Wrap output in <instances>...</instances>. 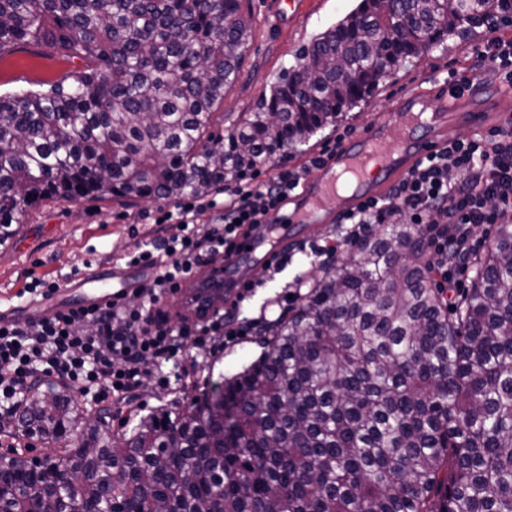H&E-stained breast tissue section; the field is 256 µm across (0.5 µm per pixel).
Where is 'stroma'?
Wrapping results in <instances>:
<instances>
[{
  "label": "stroma",
  "mask_w": 512,
  "mask_h": 512,
  "mask_svg": "<svg viewBox=\"0 0 512 512\" xmlns=\"http://www.w3.org/2000/svg\"><path fill=\"white\" fill-rule=\"evenodd\" d=\"M302 2L298 12L284 19L279 14L282 0H242L251 22V37L240 61L238 77L224 91V104L217 113L214 134L227 135L244 113L254 109L284 68L295 64L301 48L351 11L358 0ZM495 37L512 38V24L498 22L481 27L471 39L458 44L450 42L422 59L402 62L370 100L348 112L335 130L319 133L302 154L278 158L263 168V176L306 165L337 138H353L363 125L385 112L397 94L407 90L431 91L444 84L454 72L472 69L479 102H491L499 83L491 74L489 64L479 62L477 52ZM81 67L80 59L65 58L44 47L25 44L0 57V92L35 90ZM159 209V203L154 201L133 205L114 200L41 201L17 225L14 236L0 245V309L20 305L19 293L31 276H45L63 283L107 263L124 264L126 254L139 243L161 241L168 228L156 221ZM298 247V242L289 244L292 261L278 274H270L261 263L249 266L247 277L256 287L240 302V316L253 317L264 309L270 317H277L280 310L272 301L284 295L288 282L298 275L311 281L321 277L319 260L299 252ZM261 352L255 334L238 337L225 346L223 353L200 368L199 375L212 381L230 377L255 361ZM190 400V394L181 391L179 381H172L170 388L165 389L157 376L147 375L142 378L136 396L113 411L110 425L115 433L127 432L140 417L165 407L188 405Z\"/></svg>",
  "instance_id": "stroma-1"
}]
</instances>
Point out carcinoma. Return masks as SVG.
<instances>
[{
  "mask_svg": "<svg viewBox=\"0 0 512 512\" xmlns=\"http://www.w3.org/2000/svg\"><path fill=\"white\" fill-rule=\"evenodd\" d=\"M512 0H358L225 138L249 36L241 0H0V55L34 42L83 69L0 94V243L39 200L206 197L307 145L400 62ZM414 224H388L265 326L263 351L182 412L72 436L68 394L33 388L0 454V512H512V223L446 295Z\"/></svg>",
  "mask_w": 512,
  "mask_h": 512,
  "instance_id": "carcinoma-1",
  "label": "carcinoma"
}]
</instances>
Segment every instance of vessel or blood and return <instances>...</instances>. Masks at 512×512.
<instances>
[{
    "label": "vessel or blood",
    "instance_id": "b4317fda",
    "mask_svg": "<svg viewBox=\"0 0 512 512\" xmlns=\"http://www.w3.org/2000/svg\"><path fill=\"white\" fill-rule=\"evenodd\" d=\"M512 106V91L503 90L494 105L475 107L463 95L439 88L425 94L411 91L392 102L376 121L367 124L355 137L343 141L336 152L306 178L302 194L291 210H277L270 218V234L258 239H239L231 256L215 266L202 269L182 281L180 288L184 314L197 316L213 312L207 301L212 288L231 296L247 282L242 271L245 260L256 258L274 262L282 244L304 236L309 224H332L355 211L363 202L380 197L418 162L447 143L436 119L448 112L476 129L489 131L502 125V109ZM135 278L117 265L86 272L66 282L51 298L34 299L0 311L1 321H33L45 307L58 309L102 305L118 290L133 288Z\"/></svg>",
    "mask_w": 512,
    "mask_h": 512
}]
</instances>
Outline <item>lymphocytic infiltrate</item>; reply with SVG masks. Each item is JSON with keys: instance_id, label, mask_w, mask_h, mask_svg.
Returning <instances> with one entry per match:
<instances>
[{"instance_id": "lymphocytic-infiltrate-1", "label": "lymphocytic infiltrate", "mask_w": 512, "mask_h": 512, "mask_svg": "<svg viewBox=\"0 0 512 512\" xmlns=\"http://www.w3.org/2000/svg\"><path fill=\"white\" fill-rule=\"evenodd\" d=\"M325 159L321 153L306 167L239 185L222 205L195 196L175 201L157 218L170 229L161 245L141 243L127 255L129 265L155 271L133 297L59 310L26 324L0 323V410L15 413L38 375L68 381L103 402L123 400L135 393L143 374L163 364L189 377L182 356L186 336H195L199 353L213 354L232 337L267 324L262 312L237 322L201 316L194 324L175 326L160 301L206 257L228 253L240 235L266 223ZM208 208L216 212L212 227L195 225V214ZM344 221L337 239L341 245L357 243L374 224L419 225L437 271L451 280L482 247L473 228L512 222V125L450 139L384 196L362 203Z\"/></svg>"}]
</instances>
